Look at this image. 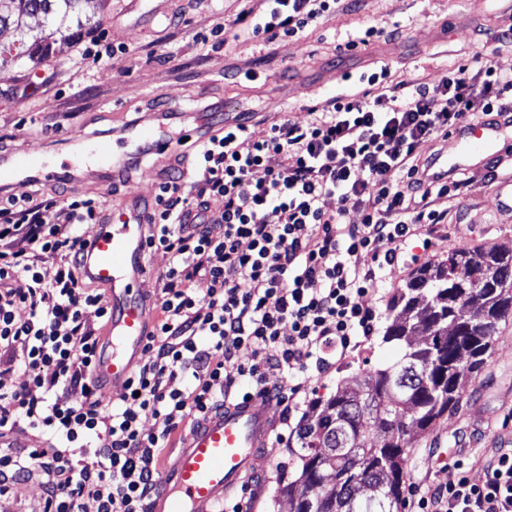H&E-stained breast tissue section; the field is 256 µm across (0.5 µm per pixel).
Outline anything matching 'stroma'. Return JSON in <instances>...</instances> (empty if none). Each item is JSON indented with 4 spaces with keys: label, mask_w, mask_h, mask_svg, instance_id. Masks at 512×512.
Returning a JSON list of instances; mask_svg holds the SVG:
<instances>
[{
    "label": "stroma",
    "mask_w": 512,
    "mask_h": 512,
    "mask_svg": "<svg viewBox=\"0 0 512 512\" xmlns=\"http://www.w3.org/2000/svg\"><path fill=\"white\" fill-rule=\"evenodd\" d=\"M260 6L261 0H168L170 13L181 14L182 21L162 28L128 11L125 0H97L89 33L106 36L118 54L95 65L79 63V38L55 44L40 62L24 58L1 74L0 149L22 148L49 160L67 151L72 131L112 140L119 127L113 113L128 121L145 119L161 96L180 119L209 112L232 120L247 114L255 124L285 117L303 125L339 93L367 91L358 76L380 70L388 86L400 88L434 85L461 65L512 71V40L505 37L512 17L503 0H488L479 12L468 0H360L355 10L337 13L299 38L263 45L230 35L218 49L197 41L196 32ZM370 25L377 36L346 49V39L362 36ZM460 178L457 191L434 203L446 211L444 221L420 225L405 245L410 263L387 268L365 296V304L381 314L379 326L387 325L391 299L416 263L463 248L512 249V219L498 212L499 187L512 178V152L499 156L496 171L478 164ZM400 353L398 345L375 335L336 360L327 374L306 378L307 403L288 424L278 425L270 458L238 496L245 512H287L278 489L298 476L292 449L311 401L357 386ZM501 448H512V319L499 325L491 354L467 384L460 408L416 433L407 478L434 485L456 480L455 470L432 462L443 453L461 457L468 477L480 482Z\"/></svg>",
    "instance_id": "35a3bbf8"
}]
</instances>
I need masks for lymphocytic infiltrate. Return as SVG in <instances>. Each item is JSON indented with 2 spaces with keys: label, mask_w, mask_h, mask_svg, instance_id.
<instances>
[{
  "label": "lymphocytic infiltrate",
  "mask_w": 512,
  "mask_h": 512,
  "mask_svg": "<svg viewBox=\"0 0 512 512\" xmlns=\"http://www.w3.org/2000/svg\"><path fill=\"white\" fill-rule=\"evenodd\" d=\"M236 18L271 44L301 36L343 0H262ZM512 115V71L462 66L433 86L402 93H343L304 125L281 119L252 130L246 119L190 150L187 172L159 184L158 221L149 236L168 257L157 296V332L121 402L103 404L93 372L100 342L88 314L109 316L102 294L78 273L80 252L101 203L50 197L0 207V377L22 371V389L0 380V431L25 427L42 448H0V504L21 478L41 479L37 512H148L161 478V453L186 423L225 400L277 398L265 369L294 377L329 371L374 336L379 313L364 304L420 224H438L432 198L444 181L424 177L423 142L470 119ZM222 197L215 211L210 200ZM334 197L362 212L349 224ZM58 209L61 219L44 215ZM26 317H18V309ZM71 398L60 401V393ZM151 415L144 430L141 415ZM409 485L410 512H512V449L499 452L482 482Z\"/></svg>",
  "instance_id": "f902f5d3"
}]
</instances>
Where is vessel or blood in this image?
Here are the masks:
<instances>
[{
	"mask_svg": "<svg viewBox=\"0 0 512 512\" xmlns=\"http://www.w3.org/2000/svg\"><path fill=\"white\" fill-rule=\"evenodd\" d=\"M201 127H172L166 113H155L152 121L123 126L116 143L87 140L76 144L69 159L57 164L22 151L0 154V189L25 181L46 188L61 182L78 183V170L93 162L110 182L130 158L151 150L158 168L186 169L188 143ZM456 144L453 155L437 154L435 175L469 169L472 163H488L512 148V119L494 117L467 123L449 133ZM157 205L154 196L129 187L101 223L90 232L86 272L104 291L110 311L104 342L95 359V374L102 384L104 402L114 390L125 387L153 325L148 304L137 285L150 273L146 227ZM272 403L260 395L225 404L193 425L185 433L172 463L164 470L150 512H216L226 494L238 491L263 462L271 445L275 422Z\"/></svg>",
	"mask_w": 512,
	"mask_h": 512,
	"instance_id": "vessel-or-blood-1",
	"label": "vessel or blood"
}]
</instances>
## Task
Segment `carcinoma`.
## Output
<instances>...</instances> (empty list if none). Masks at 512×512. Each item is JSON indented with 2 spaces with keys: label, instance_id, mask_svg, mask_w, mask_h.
<instances>
[{
  "label": "carcinoma",
  "instance_id": "obj_1",
  "mask_svg": "<svg viewBox=\"0 0 512 512\" xmlns=\"http://www.w3.org/2000/svg\"><path fill=\"white\" fill-rule=\"evenodd\" d=\"M83 2L0 0V30L19 36L16 49L0 46V70L34 56L39 42L26 44V19L42 17L65 42L87 25ZM392 312L382 342L404 346L402 357L313 403L298 434L299 476L279 491L288 512H400L414 434L459 407L498 323L512 316V250L459 249L418 267ZM298 484L308 498L296 496Z\"/></svg>",
  "mask_w": 512,
  "mask_h": 512
}]
</instances>
